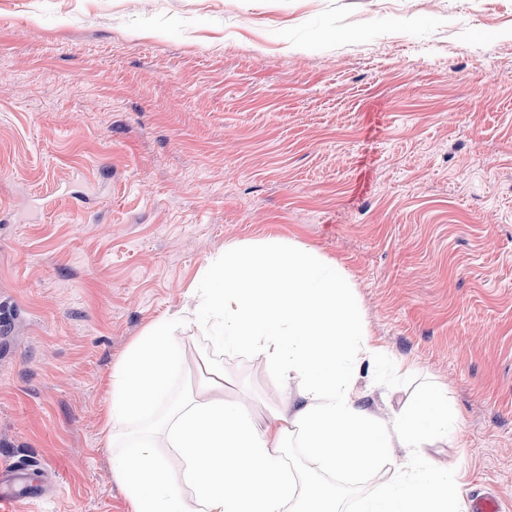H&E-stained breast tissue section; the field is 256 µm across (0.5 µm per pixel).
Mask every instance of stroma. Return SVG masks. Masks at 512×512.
<instances>
[{
	"label": "stroma",
	"instance_id": "1",
	"mask_svg": "<svg viewBox=\"0 0 512 512\" xmlns=\"http://www.w3.org/2000/svg\"><path fill=\"white\" fill-rule=\"evenodd\" d=\"M291 239L387 351L362 405L446 392L426 457L512 512V0H0V463L50 470L0 512H128L102 411L158 319L174 397L220 360L265 420L286 392L187 312Z\"/></svg>",
	"mask_w": 512,
	"mask_h": 512
}]
</instances>
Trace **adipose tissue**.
<instances>
[{"label":"adipose tissue","mask_w":512,"mask_h":512,"mask_svg":"<svg viewBox=\"0 0 512 512\" xmlns=\"http://www.w3.org/2000/svg\"><path fill=\"white\" fill-rule=\"evenodd\" d=\"M202 280L196 317L225 348L262 358L296 397L257 423L247 404L225 398L217 365L198 393L169 401L182 365L180 320L153 322L114 367L103 415L129 512H339L327 476L378 471L381 487L355 512H465L452 468L423 454L448 441L447 396L429 392L384 414L362 408L358 371L377 366L383 349L337 263L300 242L233 243L207 259ZM156 418L179 472L149 436ZM292 440L309 464L299 478L284 460Z\"/></svg>","instance_id":"obj_1"}]
</instances>
